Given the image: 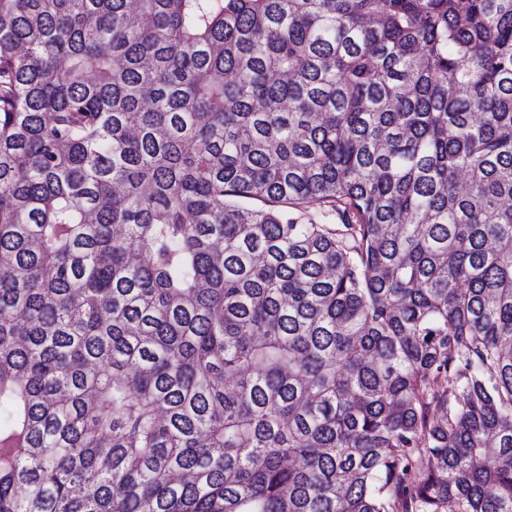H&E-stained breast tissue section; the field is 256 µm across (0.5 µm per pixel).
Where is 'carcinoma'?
Returning a JSON list of instances; mask_svg holds the SVG:
<instances>
[{
  "label": "carcinoma",
  "mask_w": 512,
  "mask_h": 512,
  "mask_svg": "<svg viewBox=\"0 0 512 512\" xmlns=\"http://www.w3.org/2000/svg\"><path fill=\"white\" fill-rule=\"evenodd\" d=\"M0 512H512V0H0ZM303 214L305 218H312L320 224H342L336 212V207L331 204L318 202L308 204Z\"/></svg>",
  "instance_id": "1"
}]
</instances>
